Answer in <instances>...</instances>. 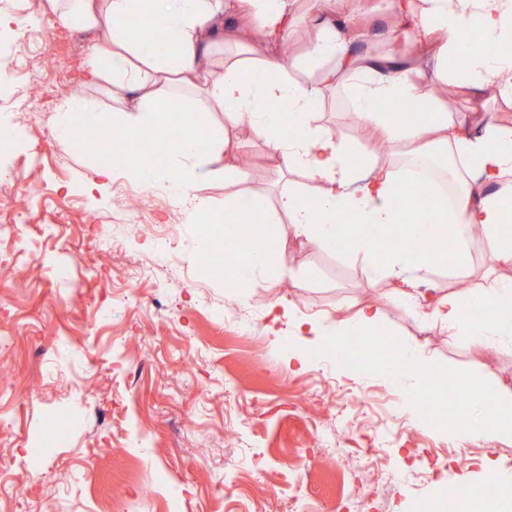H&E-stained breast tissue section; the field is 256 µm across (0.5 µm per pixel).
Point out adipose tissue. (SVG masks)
I'll return each mask as SVG.
<instances>
[{
	"label": "adipose tissue",
	"instance_id": "1",
	"mask_svg": "<svg viewBox=\"0 0 512 512\" xmlns=\"http://www.w3.org/2000/svg\"><path fill=\"white\" fill-rule=\"evenodd\" d=\"M293 0H48L51 11L65 26L96 32L88 52V76L97 84L131 92L127 109L108 114L74 95L60 106L53 133L72 141L77 130L104 126L119 129L134 141L151 135L156 142L150 165L127 156L124 171L150 181L160 191L190 204L194 219L211 215L209 202L194 194L199 178L197 160L223 164L225 177L246 180L247 171L227 163L231 133L249 124L263 139L271 156L286 169L303 172L315 185L314 193L288 190L279 199L288 217V230L322 248L345 253L368 263L374 277L392 284L393 299L414 304L416 288L433 271L445 268L468 278L466 239L479 229L489 245L493 264L512 266V225L505 223L502 202L512 198V129L486 124L478 137L449 121L437 106L430 87L452 81L495 96L512 98V0H390L394 25L391 39H405L420 48L435 45L433 69L406 65L388 58L359 55L354 45L365 35L356 18L369 13L358 0L353 18L334 11L313 9L309 22L318 39L304 61L313 77H291L277 45L288 38ZM247 16L252 31L243 57L225 62L222 74L208 78L211 50L224 39V22ZM478 30L495 44L496 52L472 50L464 36ZM163 35L167 50L154 56L140 52L144 32ZM467 54L463 69L448 62ZM353 89V119L375 130L378 140L397 150L428 144L448 160L450 174L460 187L454 200L440 198L430 209L416 204L412 181L399 166L380 162L371 144L355 145L336 138L318 124L316 107L336 79ZM224 115V135L209 134L207 150L197 146L201 102ZM249 220L254 245L245 260L225 279L229 294L259 288L261 275L285 270L287 256L267 226L273 216L250 197L224 200L223 223ZM455 227L451 254L420 250V241ZM392 248H384L388 236ZM433 312L449 331L475 345L496 348L512 345V279L491 278L478 290L453 289L434 301ZM382 311L366 305L351 319L323 328L299 320L295 326L301 344L289 351L297 369L308 365L312 346L324 345L340 354L349 336L371 343ZM433 370L431 358L403 350L390 360L367 362V371L390 381L413 378L403 397L418 406L426 394L425 379ZM458 386L472 401L492 408L491 416L461 421L459 427L474 441L491 444L512 439V387L502 382L486 385L468 375Z\"/></svg>",
	"mask_w": 512,
	"mask_h": 512
}]
</instances>
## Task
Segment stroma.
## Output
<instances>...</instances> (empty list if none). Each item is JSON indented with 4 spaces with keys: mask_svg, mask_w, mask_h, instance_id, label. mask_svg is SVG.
Listing matches in <instances>:
<instances>
[{
    "mask_svg": "<svg viewBox=\"0 0 512 512\" xmlns=\"http://www.w3.org/2000/svg\"><path fill=\"white\" fill-rule=\"evenodd\" d=\"M45 2L0 0L33 20L0 32V124L18 132L0 151V224L17 226L0 239L14 260L0 284V512H288L297 497L310 512H455L447 489L459 476L479 480L493 463L512 479L511 439L468 440L447 411L411 410L383 376L355 382L328 360L289 370L296 329L269 307L327 325L338 304H381L382 339L423 352L450 380L512 383V346L449 335L435 315L388 300L367 265L289 237L284 223L269 230L286 240L289 274L228 295L196 263L207 229L186 205L120 174L90 202L95 155L51 139L50 126L71 96L109 111L128 94L83 83L96 35L60 26ZM434 97L453 120L480 113L512 127V100L450 82ZM350 113L346 82L328 87L319 122L349 142L372 138ZM237 141L248 181L219 171L195 186L215 211L246 194L274 212L281 193L309 189L249 126ZM101 238L114 248L98 250ZM447 448L456 461L440 482L425 467ZM392 472L386 506L370 492Z\"/></svg>",
    "mask_w": 512,
    "mask_h": 512,
    "instance_id": "stroma-1",
    "label": "stroma"
}]
</instances>
